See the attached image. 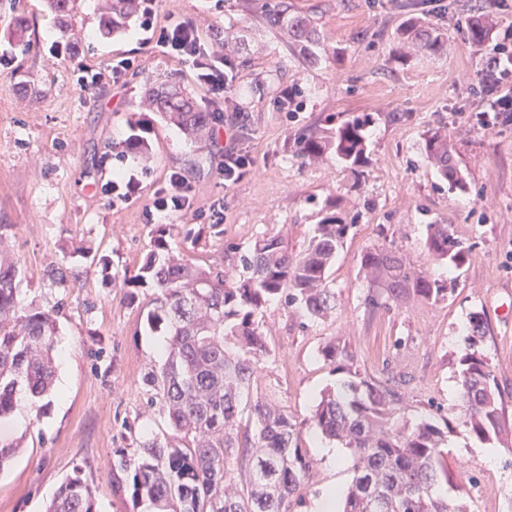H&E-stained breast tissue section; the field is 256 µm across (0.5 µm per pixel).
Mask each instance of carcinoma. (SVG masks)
I'll use <instances>...</instances> for the list:
<instances>
[{
	"mask_svg": "<svg viewBox=\"0 0 512 512\" xmlns=\"http://www.w3.org/2000/svg\"><path fill=\"white\" fill-rule=\"evenodd\" d=\"M139 6V0H112L101 19L102 34L125 30ZM263 13L272 25L302 41L299 53L306 62L317 63L310 48L317 43L316 30L306 18L280 7H267ZM466 29L477 46L488 38L489 30L476 20L467 22ZM405 34L431 54L443 51L440 35L415 21ZM150 103L193 139L208 131L210 113L198 111L179 89L158 91ZM366 150L358 120L312 135L300 147L309 159L334 152L354 166ZM425 152L438 163L449 186L459 184L448 137L433 133L425 140ZM348 229L336 214L326 215L296 257L288 255L281 239L259 238L240 257L241 270L231 281L218 267L171 259L164 235L154 239L138 273L123 284L155 288L147 322L168 336V355L161 367L148 372L147 382L151 404L159 406L167 431L121 458L125 477H112L115 492L131 493L133 499L148 502L153 512H292L310 462L298 448L296 423L288 411L267 393L250 395L255 375L270 357L255 316L284 295L303 304L311 316H324L331 298L327 271ZM427 245L441 260L465 262L467 248L446 224L428 226ZM361 265L375 272L392 298L411 292L437 300L452 292L384 250L366 251ZM17 277L13 265L0 262V416L17 407L19 386L35 396L53 386L56 322L49 312L18 305ZM478 343L472 339L460 360L462 399L470 406L467 426L480 440H498L512 425L499 406ZM322 355L352 377L346 390L327 392L314 415L321 433L348 448L354 459L341 512H455L434 490L440 478L448 477L443 432L429 421L393 428L395 395L360 378L353 356L340 344L329 342ZM243 404L250 410L245 425ZM235 454L241 459L237 474L226 468L227 458ZM48 512H95L90 486L78 475L68 478Z\"/></svg>",
	"mask_w": 512,
	"mask_h": 512,
	"instance_id": "cac0c4a2",
	"label": "carcinoma"
}]
</instances>
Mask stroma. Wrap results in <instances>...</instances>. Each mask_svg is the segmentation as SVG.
Wrapping results in <instances>:
<instances>
[{
  "mask_svg": "<svg viewBox=\"0 0 512 512\" xmlns=\"http://www.w3.org/2000/svg\"><path fill=\"white\" fill-rule=\"evenodd\" d=\"M284 1L317 28V64L291 50L250 0H159L157 25L192 20L233 62L224 119L199 144L145 106L149 87L166 81L211 111L193 65L163 53L134 23L103 37L105 0H77L72 40L46 0H0V249L21 278V306L51 311L58 328L52 393L15 409L26 423L12 430L16 451L0 465V512H46L77 473L96 512H146L129 494H114L112 466L166 430L146 381L165 361L156 352L165 339L146 322L151 289L128 282L157 233L190 263L231 276L236 255L263 235L300 255L330 211L349 225L329 270L332 310L315 319L301 304L275 300L256 316L271 350L256 386L272 390L296 422L310 462L293 512H308L325 489L344 494L353 478L350 451L328 458L314 421L321 392L347 378L321 354L332 340L362 377L395 392L399 422L429 418L445 433L452 481L439 483L437 494L461 512H512V450L470 433L458 395L459 359L477 322L479 349L512 421V121L496 119V96L484 83L492 42L475 47L465 32L468 20L486 15L512 25V0ZM414 17L441 34L443 53L406 40ZM20 18L27 45L3 37ZM123 58L134 66L113 78L111 65ZM82 64L102 72L90 94L77 86ZM366 114L373 121L361 166L346 167L332 153L300 157L304 138ZM433 132L447 134L462 186L449 187L427 158ZM132 134L148 141L149 161L113 152ZM228 148L247 160L231 184ZM119 172L137 174L138 190L115 203L103 187ZM174 173L190 184L194 207L149 223L146 209ZM431 224L447 225L469 246L464 264L432 254ZM370 249L395 252L452 294L388 297L361 265Z\"/></svg>",
  "mask_w": 512,
  "mask_h": 512,
  "instance_id": "stroma-1",
  "label": "stroma"
}]
</instances>
